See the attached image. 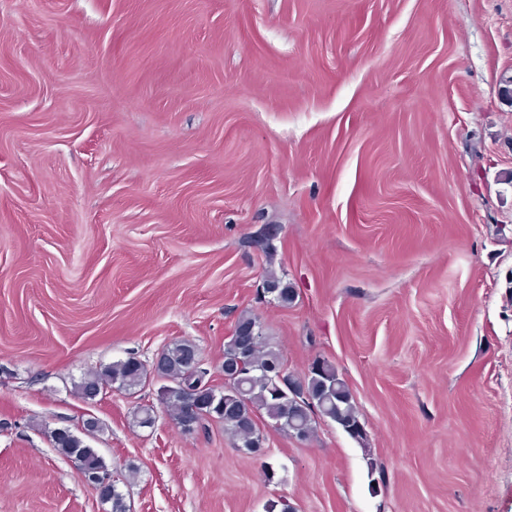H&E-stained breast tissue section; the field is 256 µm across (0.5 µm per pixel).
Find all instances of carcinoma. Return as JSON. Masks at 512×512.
<instances>
[{
	"mask_svg": "<svg viewBox=\"0 0 512 512\" xmlns=\"http://www.w3.org/2000/svg\"><path fill=\"white\" fill-rule=\"evenodd\" d=\"M264 287L273 288L272 301L281 306L286 307L296 299L295 288L273 271L266 273ZM252 326L258 328L259 333L248 355L241 359L237 349L238 333ZM195 348L196 344L190 340L172 341L163 348L160 360L151 370L131 356L114 361L85 374L75 384V390L82 399L93 401L109 388L134 392L152 380L164 381L160 401L179 422L184 416V387L205 384L207 393L200 396L197 403L202 420L222 424L234 448L247 453L251 452L249 445L263 435L262 421L289 436L298 433L303 442L316 435L321 421L336 424L360 443L366 441L352 391L333 362L317 358L302 375L288 372L292 384L300 388L301 398L290 399L283 394L272 374L276 367L284 364L282 353L254 314L241 313L232 335L224 342V385L212 384L207 369L191 367L189 358ZM100 430V421L92 418L86 432L78 435L66 428H56L49 431V439L59 455L81 461L82 473L99 489L98 498L109 506V512H128L117 484L107 482L109 466L88 443L89 437Z\"/></svg>",
	"mask_w": 512,
	"mask_h": 512,
	"instance_id": "obj_1",
	"label": "carcinoma"
}]
</instances>
